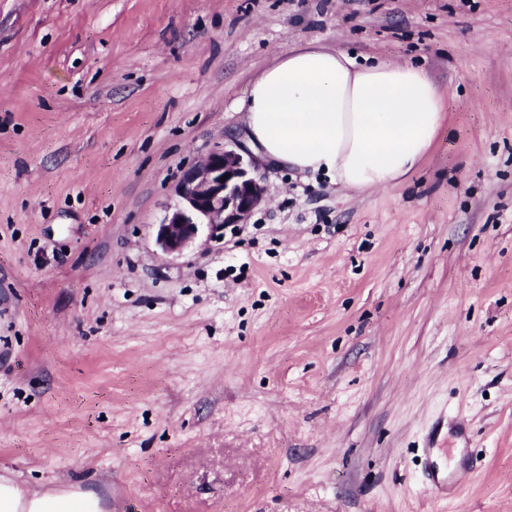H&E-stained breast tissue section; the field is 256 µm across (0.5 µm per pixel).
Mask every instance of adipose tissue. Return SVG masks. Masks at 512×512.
<instances>
[{
  "label": "adipose tissue",
  "instance_id": "adipose-tissue-1",
  "mask_svg": "<svg viewBox=\"0 0 512 512\" xmlns=\"http://www.w3.org/2000/svg\"><path fill=\"white\" fill-rule=\"evenodd\" d=\"M443 93L422 66L357 64L306 44L251 83L248 142L261 157L320 173L355 191L400 181L425 157L443 122ZM0 512H101L86 490L30 492L0 480Z\"/></svg>",
  "mask_w": 512,
  "mask_h": 512
}]
</instances>
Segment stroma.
I'll return each instance as SVG.
<instances>
[{
	"label": "stroma",
	"instance_id": "35a3bbf8",
	"mask_svg": "<svg viewBox=\"0 0 512 512\" xmlns=\"http://www.w3.org/2000/svg\"><path fill=\"white\" fill-rule=\"evenodd\" d=\"M311 43L421 64L441 131L356 192L180 175ZM0 478L104 512H512V0H0ZM460 484L446 499L428 468ZM212 150L187 169L174 187L175 202L156 226V244L167 254H180L196 240L199 228L211 234L230 224H245L264 202L267 186L256 174V161L241 146ZM229 174V178L222 177Z\"/></svg>",
	"mask_w": 512,
	"mask_h": 512
}]
</instances>
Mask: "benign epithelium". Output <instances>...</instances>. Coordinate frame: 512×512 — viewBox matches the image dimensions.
I'll use <instances>...</instances> for the list:
<instances>
[{
	"mask_svg": "<svg viewBox=\"0 0 512 512\" xmlns=\"http://www.w3.org/2000/svg\"><path fill=\"white\" fill-rule=\"evenodd\" d=\"M266 195L267 186L256 174L251 154L225 146L214 149L177 181L175 202L156 225V244L167 254H180L195 242L204 225L218 234L227 225L247 223Z\"/></svg>",
	"mask_w": 512,
	"mask_h": 512,
	"instance_id": "obj_1",
	"label": "benign epithelium"
}]
</instances>
